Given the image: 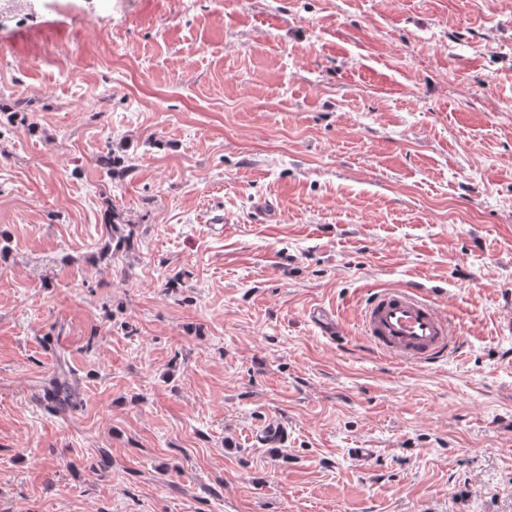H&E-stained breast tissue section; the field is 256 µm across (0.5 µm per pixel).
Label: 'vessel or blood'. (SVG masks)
<instances>
[{"instance_id": "obj_1", "label": "vessel or blood", "mask_w": 512, "mask_h": 512, "mask_svg": "<svg viewBox=\"0 0 512 512\" xmlns=\"http://www.w3.org/2000/svg\"><path fill=\"white\" fill-rule=\"evenodd\" d=\"M363 334L383 355L413 363H437L459 352L458 329L414 288L382 289L362 310Z\"/></svg>"}]
</instances>
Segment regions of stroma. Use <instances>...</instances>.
Here are the masks:
<instances>
[{"label":"stroma","mask_w":512,"mask_h":512,"mask_svg":"<svg viewBox=\"0 0 512 512\" xmlns=\"http://www.w3.org/2000/svg\"><path fill=\"white\" fill-rule=\"evenodd\" d=\"M410 285L461 355L367 345ZM0 512H512V0L0 23ZM70 380V374L60 367L58 373L48 381L45 387V398L61 410H65L72 404V398L75 395Z\"/></svg>","instance_id":"35a3bbf8"}]
</instances>
